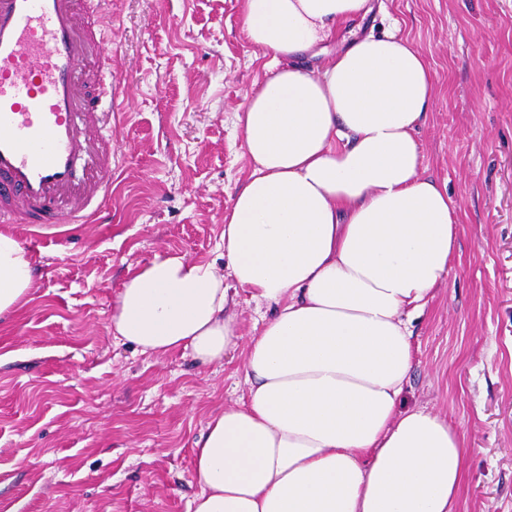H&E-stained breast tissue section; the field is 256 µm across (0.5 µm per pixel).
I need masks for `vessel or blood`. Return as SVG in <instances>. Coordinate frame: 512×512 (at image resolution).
<instances>
[{"mask_svg": "<svg viewBox=\"0 0 512 512\" xmlns=\"http://www.w3.org/2000/svg\"><path fill=\"white\" fill-rule=\"evenodd\" d=\"M108 0H0V223L97 218L112 183Z\"/></svg>", "mask_w": 512, "mask_h": 512, "instance_id": "obj_1", "label": "vessel or blood"}]
</instances>
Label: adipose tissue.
Returning a JSON list of instances; mask_svg holds the SVG:
<instances>
[{
  "mask_svg": "<svg viewBox=\"0 0 512 512\" xmlns=\"http://www.w3.org/2000/svg\"><path fill=\"white\" fill-rule=\"evenodd\" d=\"M371 9L243 0L242 34L270 67L236 114L253 171L224 215L228 271L161 252L112 306L113 335L141 353H243L247 396L197 443L188 512H458L463 437L404 403L411 318L447 282L458 238L453 200L421 174L429 63L388 30L319 73L301 65ZM34 267L0 231V315L26 303ZM236 289L270 310L247 339Z\"/></svg>",
  "mask_w": 512,
  "mask_h": 512,
  "instance_id": "adipose-tissue-1",
  "label": "adipose tissue"
}]
</instances>
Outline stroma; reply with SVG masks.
Instances as JSON below:
<instances>
[{"label": "stroma", "instance_id": "35a3bbf8", "mask_svg": "<svg viewBox=\"0 0 512 512\" xmlns=\"http://www.w3.org/2000/svg\"><path fill=\"white\" fill-rule=\"evenodd\" d=\"M331 50L397 28L430 64L422 173L457 206L447 283L410 326L405 403L466 448L459 512H512V0H374ZM242 0H112V187L96 222L11 226L35 286L0 316V512H188L194 448L246 394L243 356L203 366L112 334L131 267L223 266L224 215L253 167L235 114L264 76Z\"/></svg>", "mask_w": 512, "mask_h": 512}]
</instances>
